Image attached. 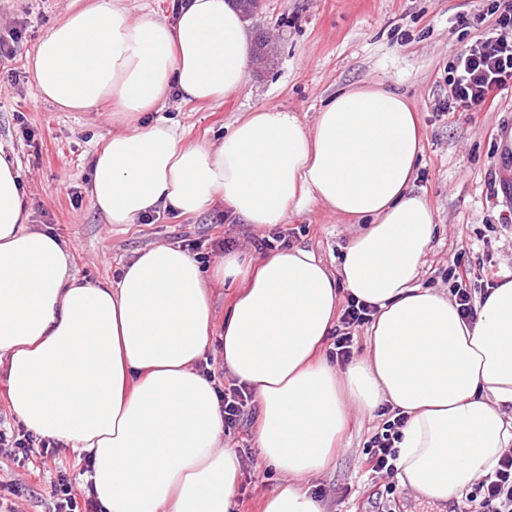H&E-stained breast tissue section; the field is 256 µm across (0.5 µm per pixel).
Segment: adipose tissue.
Returning a JSON list of instances; mask_svg holds the SVG:
<instances>
[{
  "label": "adipose tissue",
  "mask_w": 512,
  "mask_h": 512,
  "mask_svg": "<svg viewBox=\"0 0 512 512\" xmlns=\"http://www.w3.org/2000/svg\"><path fill=\"white\" fill-rule=\"evenodd\" d=\"M250 66L234 0H181L174 18H131L126 0L70 12L29 65L41 99L65 112L112 102L155 121L112 135L91 161L89 195L108 223L224 203L258 228L319 203L357 228L336 270L308 248L255 263L236 254L204 271L186 250L155 245L117 282L72 270L57 237L31 228L15 161L0 149V359L7 396L31 432L91 461L104 512H235L241 470L224 444L215 379L198 370L218 349L258 405L256 443L283 476L262 512H324L303 482L323 472L352 412L382 406L407 421L401 485L432 503L460 497L512 449V275L465 321L419 276L435 213L413 190L421 157L414 110L375 82L336 92L313 126L282 108L237 119L215 145H190L161 118L170 97L214 101ZM244 288L216 321L210 284ZM374 306L366 356L338 369L316 352L340 291Z\"/></svg>",
  "instance_id": "obj_1"
}]
</instances>
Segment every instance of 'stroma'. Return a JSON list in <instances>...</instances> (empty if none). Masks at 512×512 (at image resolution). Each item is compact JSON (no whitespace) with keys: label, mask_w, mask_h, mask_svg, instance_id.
Here are the masks:
<instances>
[{"label":"stroma","mask_w":512,"mask_h":512,"mask_svg":"<svg viewBox=\"0 0 512 512\" xmlns=\"http://www.w3.org/2000/svg\"><path fill=\"white\" fill-rule=\"evenodd\" d=\"M91 0H0V31L20 28L13 60L0 62V147L14 152L26 189L29 224L53 233L68 246L75 273L91 281H113L121 263L153 245L196 239L210 265L226 249L257 261L256 242L282 236L286 246L312 249L329 268L355 230L353 222L314 204L274 229L227 218L223 204L204 213L168 211L151 223L109 224L88 193L90 159L125 121L110 106L61 112L42 100L28 69L39 40L73 8ZM487 0H262L246 22L248 36L264 31L272 48L262 69H249L244 87L211 103L172 98L162 118L180 123L187 141L219 142L230 125L261 107L296 112L312 126L321 106L349 86L380 82L404 94L415 109L422 134L415 187L436 215V229L419 282L450 291L455 269L465 265L473 297L499 277L512 274V176L503 174L499 140L512 131V89L492 107L442 112L448 96V62L494 23ZM378 416L352 415L343 445L331 465L307 480L325 512H366L370 492L381 493L385 512H439L400 486L396 476L361 467L364 448L381 426ZM255 421L226 430L224 442L243 459L234 496L237 512H260L263 499L282 481L261 459ZM67 471L85 491L82 464L68 448L34 457L20 468L9 449L0 450V482L16 484L20 512H49L51 485Z\"/></svg>","instance_id":"obj_1"}]
</instances>
